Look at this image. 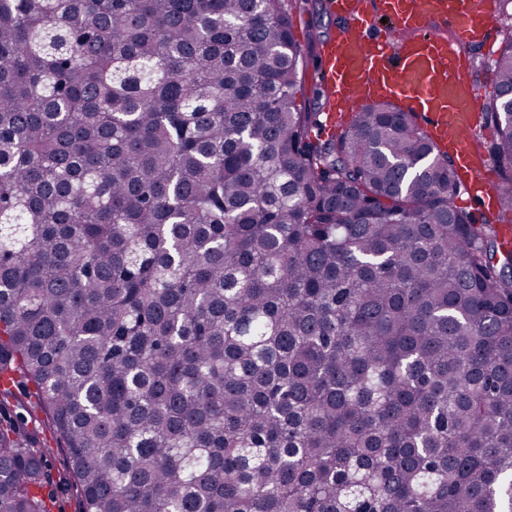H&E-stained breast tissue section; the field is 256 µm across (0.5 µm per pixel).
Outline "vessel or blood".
I'll use <instances>...</instances> for the list:
<instances>
[{
    "label": "vessel or blood",
    "mask_w": 512,
    "mask_h": 512,
    "mask_svg": "<svg viewBox=\"0 0 512 512\" xmlns=\"http://www.w3.org/2000/svg\"><path fill=\"white\" fill-rule=\"evenodd\" d=\"M346 21L319 53L328 92L327 125L377 97H392L421 115L428 135L459 164L461 190L495 206L489 171L472 147L481 129L480 93L468 79L469 62L437 31L459 42L482 41L498 14L494 0H330Z\"/></svg>",
    "instance_id": "b4317fda"
}]
</instances>
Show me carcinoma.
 Masks as SVG:
<instances>
[{"label": "carcinoma", "mask_w": 512, "mask_h": 512, "mask_svg": "<svg viewBox=\"0 0 512 512\" xmlns=\"http://www.w3.org/2000/svg\"><path fill=\"white\" fill-rule=\"evenodd\" d=\"M295 6L0 0V397L82 512H512V250L416 113L312 138ZM473 84L511 212L512 34ZM39 421L29 424L40 428V420L44 419L38 414ZM37 437L41 448H46V476L42 493L50 512H79L81 511L80 491L71 479L65 478L68 460L64 445L58 442L55 436L45 428L39 429Z\"/></svg>", "instance_id": "1"}]
</instances>
